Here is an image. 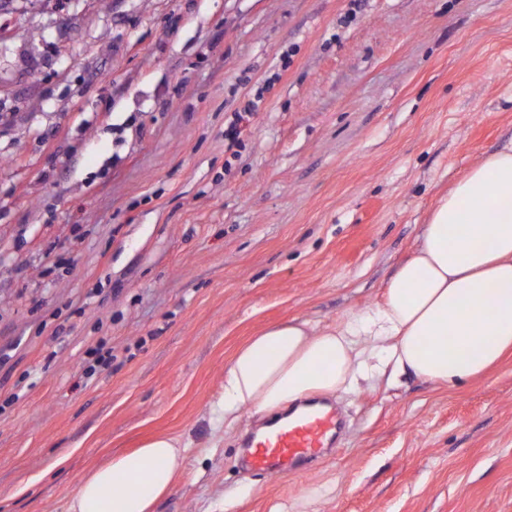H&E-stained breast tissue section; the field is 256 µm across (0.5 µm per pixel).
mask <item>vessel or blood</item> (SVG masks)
Wrapping results in <instances>:
<instances>
[{"instance_id":"b4317fda","label":"vessel or blood","mask_w":512,"mask_h":512,"mask_svg":"<svg viewBox=\"0 0 512 512\" xmlns=\"http://www.w3.org/2000/svg\"><path fill=\"white\" fill-rule=\"evenodd\" d=\"M341 428L342 420L335 409H311L286 425L254 437L244 463L260 474H300L306 464L322 456Z\"/></svg>"}]
</instances>
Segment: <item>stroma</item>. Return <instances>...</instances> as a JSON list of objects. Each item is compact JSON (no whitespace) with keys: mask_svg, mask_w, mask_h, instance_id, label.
I'll use <instances>...</instances> for the list:
<instances>
[{"mask_svg":"<svg viewBox=\"0 0 512 512\" xmlns=\"http://www.w3.org/2000/svg\"><path fill=\"white\" fill-rule=\"evenodd\" d=\"M15 0L0 15V512H63L146 438L154 512H512V357L333 399L303 477L214 431L264 328L373 308L437 200L512 138V0ZM263 101L236 152L224 130ZM115 359L85 381L81 358Z\"/></svg>","mask_w":512,"mask_h":512,"instance_id":"35a3bbf8","label":"stroma"}]
</instances>
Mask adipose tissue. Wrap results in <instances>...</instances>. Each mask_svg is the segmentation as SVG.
<instances>
[{"mask_svg":"<svg viewBox=\"0 0 512 512\" xmlns=\"http://www.w3.org/2000/svg\"><path fill=\"white\" fill-rule=\"evenodd\" d=\"M512 354V141L470 168L430 214L382 303L323 329L291 319L243 344L210 407L215 429L242 410L278 415L386 373L454 388ZM187 445L144 441L86 474L65 512H152L186 472Z\"/></svg>","mask_w":512,"mask_h":512,"instance_id":"obj_1","label":"adipose tissue"}]
</instances>
